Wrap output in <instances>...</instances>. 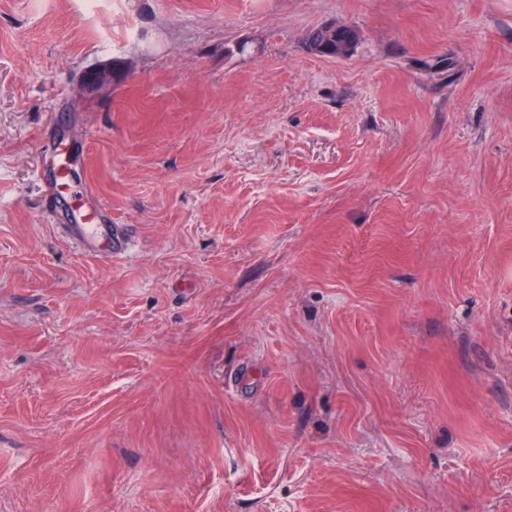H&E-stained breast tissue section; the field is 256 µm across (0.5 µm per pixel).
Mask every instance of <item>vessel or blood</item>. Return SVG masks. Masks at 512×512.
<instances>
[{"mask_svg": "<svg viewBox=\"0 0 512 512\" xmlns=\"http://www.w3.org/2000/svg\"><path fill=\"white\" fill-rule=\"evenodd\" d=\"M39 178L49 199H56L63 185L69 184L74 174L71 169L58 165L55 152L44 156ZM107 209L87 190L77 191L63 216V231L77 241L84 252L102 258H112L124 253L128 235L124 225L106 223Z\"/></svg>", "mask_w": 512, "mask_h": 512, "instance_id": "obj_1", "label": "vessel or blood"}]
</instances>
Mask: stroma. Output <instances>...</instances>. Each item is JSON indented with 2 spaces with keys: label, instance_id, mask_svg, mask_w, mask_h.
<instances>
[{
  "label": "stroma",
  "instance_id": "1",
  "mask_svg": "<svg viewBox=\"0 0 512 512\" xmlns=\"http://www.w3.org/2000/svg\"><path fill=\"white\" fill-rule=\"evenodd\" d=\"M0 512H512V0H0ZM350 34H354L356 37H361V33L358 29L353 27H348L340 31H336L333 35L326 36L320 30L316 28L312 30V40L313 43L316 44L317 47L323 45L321 50H316L313 52L315 55L324 57V58H336V46L342 42H344ZM313 46L311 39H309L308 44ZM57 148L51 152L44 154L42 171L38 172L39 178L45 186L46 195L51 200H57L60 194V188L63 185L69 186L74 180L72 169L66 166H59L56 161ZM106 212L102 202L83 189L74 194L59 225L84 252L112 259L127 250L128 235L123 224L105 223Z\"/></svg>",
  "mask_w": 512,
  "mask_h": 512
}]
</instances>
